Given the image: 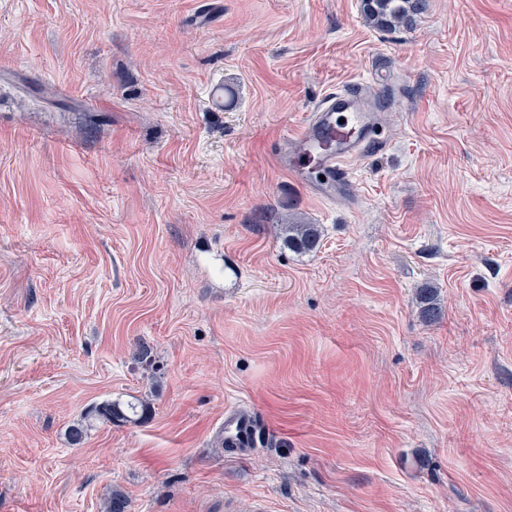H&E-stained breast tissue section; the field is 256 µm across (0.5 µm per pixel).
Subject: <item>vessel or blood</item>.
<instances>
[{"instance_id":"vessel-or-blood-1","label":"vessel or blood","mask_w":512,"mask_h":512,"mask_svg":"<svg viewBox=\"0 0 512 512\" xmlns=\"http://www.w3.org/2000/svg\"><path fill=\"white\" fill-rule=\"evenodd\" d=\"M378 138L377 116L369 101L358 93L328 92L294 135L292 152L277 162L310 194L333 200L348 196L352 179L348 161L360 157ZM322 178L314 180L311 170ZM224 444L244 452L257 445L260 430L251 411L226 408Z\"/></svg>"}]
</instances>
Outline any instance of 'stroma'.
<instances>
[{"label":"stroma","mask_w":512,"mask_h":512,"mask_svg":"<svg viewBox=\"0 0 512 512\" xmlns=\"http://www.w3.org/2000/svg\"><path fill=\"white\" fill-rule=\"evenodd\" d=\"M375 70L386 145L317 199L272 151ZM134 398L145 422L68 444ZM236 403L267 435L244 456L216 443ZM115 486L128 512H512V0L396 30L361 0H0V512ZM285 225L287 234L285 242L288 243V247L301 252H311L317 249L321 237L319 225L308 224L302 220ZM149 411L147 404L138 399L127 401H106L92 406L86 415L68 428V441L72 446H79L84 443L87 431L95 423L102 424H136L145 419Z\"/></svg>","instance_id":"obj_1"}]
</instances>
